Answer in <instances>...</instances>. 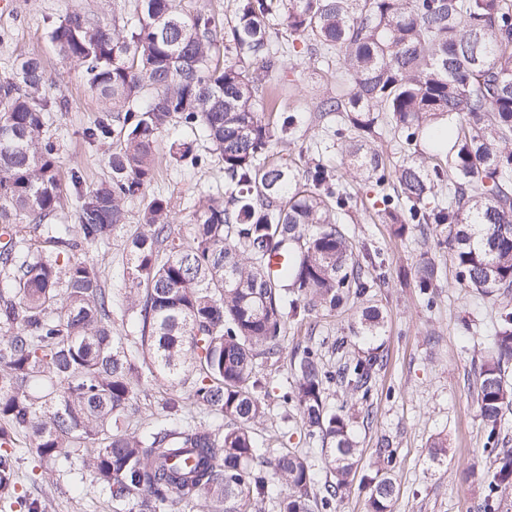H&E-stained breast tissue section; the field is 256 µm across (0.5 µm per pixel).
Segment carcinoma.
<instances>
[{"label": "carcinoma", "mask_w": 512, "mask_h": 512, "mask_svg": "<svg viewBox=\"0 0 512 512\" xmlns=\"http://www.w3.org/2000/svg\"><path fill=\"white\" fill-rule=\"evenodd\" d=\"M134 11L108 26L74 10L47 31L106 107L82 130L90 143L112 141L110 177L95 186L75 167L62 178L47 116L68 102L47 92L42 60L21 57L0 77V488L27 512H47L16 494L22 446L60 469L87 468L115 512L203 497L262 512L273 481L288 489L279 512H312L351 487L361 449L326 390L367 401L379 348L334 371L315 346L292 355L282 402L321 445L331 479L318 490L307 457L265 456L254 438L267 417L261 370L279 361L288 325L359 303L355 335L374 340L384 328L372 303L383 262L357 253L348 235L344 176L313 157L299 175L273 160L304 122L299 112L266 117L271 92L285 88L282 28L306 42L310 60L341 72L314 111L326 136L353 133L346 172L376 187L377 217L397 235L411 225L435 235L465 287L506 301L475 374L495 451L512 408V0H231L222 19L202 0H135ZM381 121L408 149L400 163L375 144ZM170 127L193 134L170 145L171 158L193 167L216 158L224 190L200 201L185 234L170 198L143 205L128 246V348L112 334V289L86 252L127 223V203L156 179ZM68 201L72 225L56 222ZM277 251L288 263L274 273ZM414 277L426 290L436 269L424 262ZM157 382L170 391L162 418L142 433L123 430L138 388ZM187 399L224 424L178 422ZM375 456V474L361 477L367 512H392L394 450L382 445ZM496 462L485 512H499L512 491V451Z\"/></svg>", "instance_id": "obj_1"}]
</instances>
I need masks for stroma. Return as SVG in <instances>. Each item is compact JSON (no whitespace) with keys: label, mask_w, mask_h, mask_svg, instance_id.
I'll list each match as a JSON object with an SVG mask.
<instances>
[{"label":"stroma","mask_w":512,"mask_h":512,"mask_svg":"<svg viewBox=\"0 0 512 512\" xmlns=\"http://www.w3.org/2000/svg\"><path fill=\"white\" fill-rule=\"evenodd\" d=\"M18 2L15 16L0 18V76L10 73L19 56L41 58L54 80L51 95L64 96L69 102L65 114H51L48 121V130L61 148L63 168H79L89 185L104 180L109 175L111 144H90L80 136L82 128L99 115L102 103L81 79L77 67L58 59L47 37V23L79 9L111 24V0ZM289 63L286 80L293 90L284 105L307 111L308 121L289 135L282 153L295 159L315 155L327 165H336L341 159L339 146L315 148L322 128L313 110L315 102L332 91L334 80L314 69L306 54H292ZM223 184L224 176L217 170L179 166L163 154L149 192L170 197L179 221L185 222L208 190ZM348 189L356 201L349 227L352 237L357 246L379 251L385 260L386 283L375 291L385 321L380 338L384 361L366 405L354 404L336 386L328 390L327 403L344 407L352 415L358 445L364 450L362 469L372 468L378 441L389 439L395 451L393 512H483L482 477L491 471L493 460L483 452L486 437L473 382L498 308L461 286L447 249L422 240L413 230L396 236L391 225L379 223L370 184L354 182ZM141 207L140 200H131L129 220L109 247L88 253L112 290V331L120 337L131 331V315L123 301V271L127 241L139 230ZM424 260L434 263L439 274L434 288L425 291L413 275L415 266ZM358 312L353 305L329 315L313 314L306 327L290 325L280 361L266 370L271 379L270 413L256 427L257 442L268 451L292 448L309 455L321 482L327 473L318 445L306 437L299 417L282 403L281 396L294 378L291 353L297 346L309 342L319 346L331 370L337 365L333 349L337 338L349 337L350 354L367 351V343L352 336ZM437 438L447 445V456L438 466L428 457V448ZM19 476L18 493L48 500L49 512H106L99 485L82 467L62 472L53 461L25 454L19 461Z\"/></svg>","instance_id":"1"}]
</instances>
